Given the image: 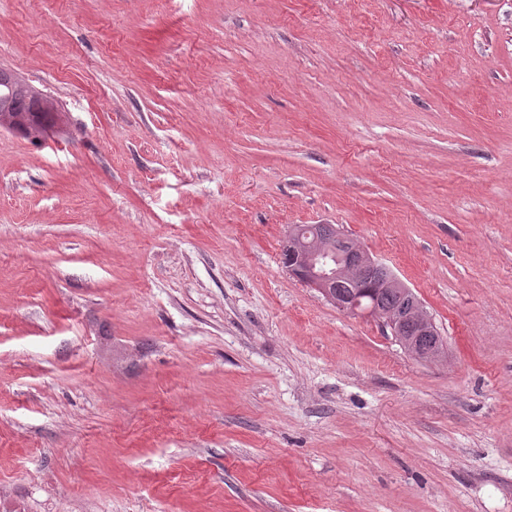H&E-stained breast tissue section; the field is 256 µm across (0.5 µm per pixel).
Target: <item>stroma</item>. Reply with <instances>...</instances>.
I'll use <instances>...</instances> for the list:
<instances>
[{
	"mask_svg": "<svg viewBox=\"0 0 512 512\" xmlns=\"http://www.w3.org/2000/svg\"><path fill=\"white\" fill-rule=\"evenodd\" d=\"M1 67L58 113L0 128L1 506L512 512V0H0ZM308 227L309 240L316 239L318 243L327 247H336L335 250L315 249L311 242L305 241L296 226H290L283 238V252L288 255L290 262L288 271L298 278L301 282L311 288L318 290L323 296L336 305L338 308L352 314L365 313L377 318L386 329H389L392 336L406 346L407 351L415 358L422 359L431 354L426 346L427 340L432 336L439 343L436 350L443 353L444 342L439 333L437 335L436 326L425 313L419 301L412 302L409 306L401 307L410 303L412 294L407 288H396L400 280L389 269L387 276L383 279L381 285H374L384 277V272L374 270L367 272L364 279L357 283V278L342 277L337 280L342 268L336 269L330 267V260L337 262L343 260L349 268H359L365 270L368 268H384L385 264L375 260L365 249L360 247L354 241L347 238L336 228V239L331 238L334 234L333 224H298ZM313 228L318 229L317 234ZM336 255V256H335ZM297 260L303 266L298 269L297 265L291 264ZM337 280V282H336ZM336 282V288L335 286ZM368 285H374V288H366ZM341 297L335 294V291ZM374 291H370V290ZM363 306L369 307L372 304L382 311H390L387 315H382L378 310H360L359 298ZM425 360H430L425 358Z\"/></svg>",
	"mask_w": 512,
	"mask_h": 512,
	"instance_id": "35a3bbf8",
	"label": "stroma"
}]
</instances>
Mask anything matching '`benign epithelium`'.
Masks as SVG:
<instances>
[{"label": "benign epithelium", "instance_id": "1", "mask_svg": "<svg viewBox=\"0 0 512 512\" xmlns=\"http://www.w3.org/2000/svg\"><path fill=\"white\" fill-rule=\"evenodd\" d=\"M283 252L290 259L288 271L293 276L318 290L338 308L352 314L361 313L359 299L335 294L334 286L341 268L330 267V261L342 260L346 266L361 270L385 267V264L375 260L365 249L339 231L336 232V249L332 251L313 248L311 243L302 238L298 229L291 226L283 238ZM366 314L377 318L390 330L392 336L406 346L413 357L422 359L431 354L426 342L437 335V330L420 302L414 301L385 315L373 309L366 311Z\"/></svg>", "mask_w": 512, "mask_h": 512}]
</instances>
